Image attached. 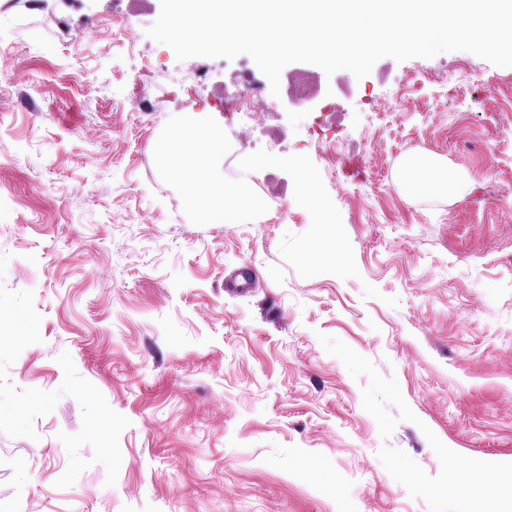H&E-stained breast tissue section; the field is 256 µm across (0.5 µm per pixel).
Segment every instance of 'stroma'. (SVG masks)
<instances>
[{
	"instance_id": "35a3bbf8",
	"label": "stroma",
	"mask_w": 512,
	"mask_h": 512,
	"mask_svg": "<svg viewBox=\"0 0 512 512\" xmlns=\"http://www.w3.org/2000/svg\"><path fill=\"white\" fill-rule=\"evenodd\" d=\"M40 3L0 0V512H512V67L381 58L328 142L277 109L286 213L208 224L159 153L223 110L171 50L128 79L160 0L133 43L112 0ZM419 151L460 196L399 191Z\"/></svg>"
}]
</instances>
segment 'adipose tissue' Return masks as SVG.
I'll use <instances>...</instances> for the list:
<instances>
[{"instance_id":"1","label":"adipose tissue","mask_w":512,"mask_h":512,"mask_svg":"<svg viewBox=\"0 0 512 512\" xmlns=\"http://www.w3.org/2000/svg\"><path fill=\"white\" fill-rule=\"evenodd\" d=\"M224 152L220 126L208 121L182 127L162 152L168 171L184 183L186 202L203 219L215 224H242L260 215L264 203L249 187L227 183L216 171ZM398 185L410 195L452 196L458 193L457 177L445 163L429 152L407 156L401 163Z\"/></svg>"}]
</instances>
